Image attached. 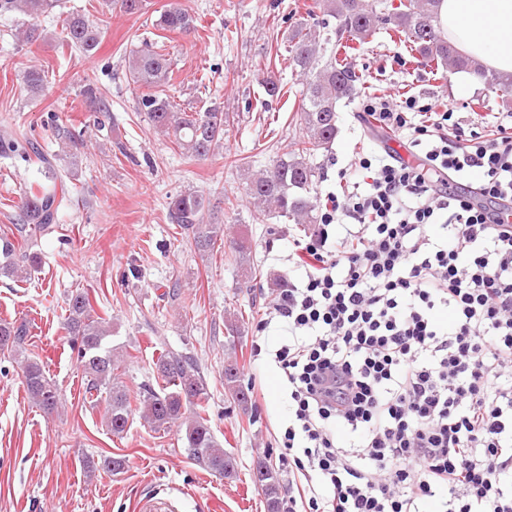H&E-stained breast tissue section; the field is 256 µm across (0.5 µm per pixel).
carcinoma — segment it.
Listing matches in <instances>:
<instances>
[{
    "mask_svg": "<svg viewBox=\"0 0 512 512\" xmlns=\"http://www.w3.org/2000/svg\"><path fill=\"white\" fill-rule=\"evenodd\" d=\"M55 2L0 0V15L19 11L34 19L53 10ZM439 2L322 0L321 21L313 26L305 22L296 24L288 38L285 61L307 81V104L300 115L303 136L296 149L251 179L249 204L285 221L315 223L312 204L306 197L313 189L315 178L309 157L335 140L339 102L351 101L358 94L361 80L348 58L383 28L409 43L410 51L434 70L473 74L499 93L504 105L512 104V76L480 67L442 35L436 24ZM155 26L163 31L188 33L194 29V19L188 10L171 6L160 13ZM64 27L69 44L88 54L98 47L101 31L89 20L72 14L64 19ZM169 69V59L155 51L151 43L146 42L142 49L130 53V77L146 88L139 96L138 110L147 115L156 129L172 138L183 154L202 159L224 139L229 114L217 106L190 114L176 110V105L164 93ZM45 80V71L35 66L24 73L26 90L32 94L42 90ZM0 156L24 158L38 164L44 177L54 184L62 179L50 155L25 134L1 133ZM69 201L70 196L63 188L41 186L26 193L19 206L18 223L10 227V233L0 234V276L17 283L31 279L32 272L39 268L40 257L20 243H28L48 231ZM207 210L203 197L194 192L178 195L169 205L173 223L192 235L200 250L209 249L221 231L219 225L208 222ZM233 243L239 267L252 272L248 239L241 236ZM64 326L85 377V400L90 408L103 409L110 434L123 437L135 415L156 431H165L179 423L185 426L186 450L197 464L223 477L235 475L236 458L219 443L211 425L206 383L198 371L188 366L183 355L169 350L160 353L155 362V380L161 381V392L148 388L137 398L130 395L117 377L120 355L116 349L105 346L107 321L94 315L87 291L78 288L68 294ZM29 338L27 323L0 320V354H23ZM23 377L35 405L48 417L56 415L59 395L41 362L24 360ZM224 393L242 409L248 408L249 392L241 383L237 360L230 357L224 361ZM125 465L121 458L106 457L98 466L86 463V468L90 473L100 467L117 474ZM253 479L264 496L266 512H281V483L273 467L258 463Z\"/></svg>",
    "mask_w": 512,
    "mask_h": 512,
    "instance_id": "carcinoma-1",
    "label": "carcinoma"
}]
</instances>
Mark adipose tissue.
<instances>
[{
  "instance_id": "obj_1",
  "label": "adipose tissue",
  "mask_w": 512,
  "mask_h": 512,
  "mask_svg": "<svg viewBox=\"0 0 512 512\" xmlns=\"http://www.w3.org/2000/svg\"><path fill=\"white\" fill-rule=\"evenodd\" d=\"M437 25L462 54L512 75V0H441Z\"/></svg>"
}]
</instances>
